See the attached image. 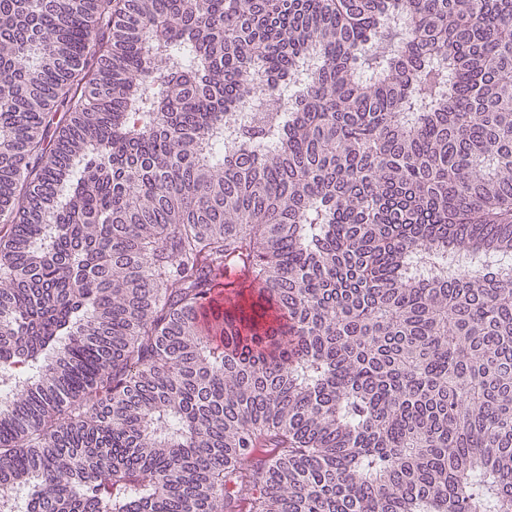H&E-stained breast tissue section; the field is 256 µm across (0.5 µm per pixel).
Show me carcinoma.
I'll use <instances>...</instances> for the list:
<instances>
[{
    "label": "carcinoma",
    "instance_id": "1",
    "mask_svg": "<svg viewBox=\"0 0 512 512\" xmlns=\"http://www.w3.org/2000/svg\"><path fill=\"white\" fill-rule=\"evenodd\" d=\"M0 222L19 512H512V0H0Z\"/></svg>",
    "mask_w": 512,
    "mask_h": 512
}]
</instances>
